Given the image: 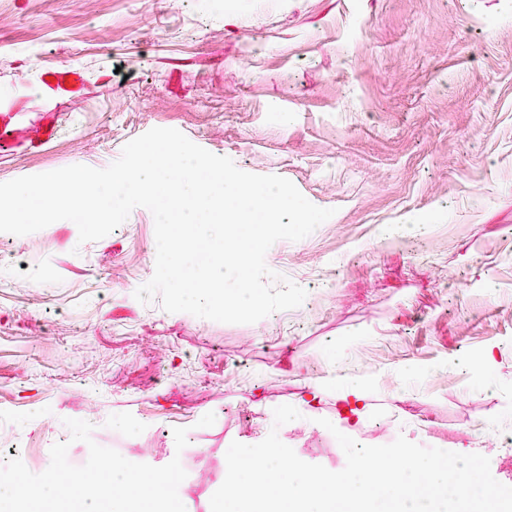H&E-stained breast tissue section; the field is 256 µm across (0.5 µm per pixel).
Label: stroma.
<instances>
[{"label": "stroma", "instance_id": "35a3bbf8", "mask_svg": "<svg viewBox=\"0 0 512 512\" xmlns=\"http://www.w3.org/2000/svg\"><path fill=\"white\" fill-rule=\"evenodd\" d=\"M48 67L82 90L54 92ZM153 128L333 209L266 254L307 297L253 324L139 302L156 259L143 207L84 244L68 220L0 233V450L39 474L65 442L80 466L64 421L91 420L125 458H180L186 512H211L232 442L273 429L332 471L343 430L481 451L512 486L468 437L512 435V0H0V183L106 168ZM353 379L369 390L349 429L334 391ZM311 381L328 388L313 414L274 427Z\"/></svg>", "mask_w": 512, "mask_h": 512}]
</instances>
